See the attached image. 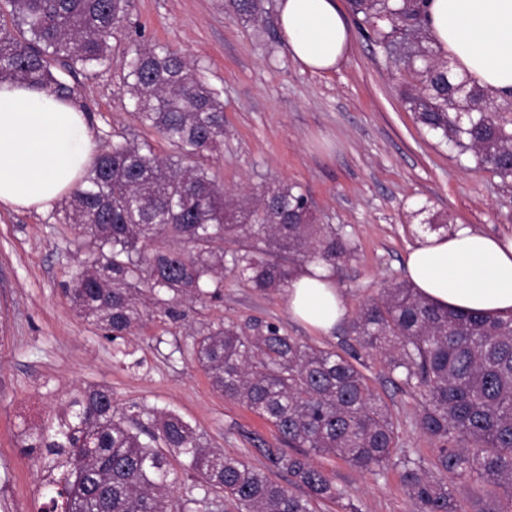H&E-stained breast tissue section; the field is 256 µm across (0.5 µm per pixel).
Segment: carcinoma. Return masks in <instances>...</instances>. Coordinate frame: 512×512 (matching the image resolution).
Returning <instances> with one entry per match:
<instances>
[{"label":"carcinoma","instance_id":"obj_1","mask_svg":"<svg viewBox=\"0 0 512 512\" xmlns=\"http://www.w3.org/2000/svg\"><path fill=\"white\" fill-rule=\"evenodd\" d=\"M390 67L416 123L471 152L512 189V101L501 104L453 72L431 45L429 0H350ZM236 15L262 17V0H229ZM133 0H0V82L74 90L51 69L112 66L111 39ZM134 116L175 150L164 160L148 141L103 146L63 208L84 249L69 288L78 313L115 341L135 334L147 308L177 322L182 306L224 298V272L264 294L281 293L294 272L321 261L339 274L358 245L343 227L320 224L295 184L248 196L226 194L209 160L224 142V101L195 63L144 45L125 61ZM235 245L228 252L224 244ZM191 358L212 386L270 424L290 453L262 449L265 469L211 447L180 415L114 405L112 389L90 385L60 400L39 424L21 421V448L35 456L53 494L41 512H208L224 497L234 512H314L344 491L313 464L333 456L373 475L398 467L413 512H463L458 480L479 512H512V317L448 311L406 282L364 304L340 348L288 335L273 321L201 322ZM381 354L416 393L415 423L436 447L433 467L399 446V426L361 370ZM288 474L289 486L269 473Z\"/></svg>","mask_w":512,"mask_h":512}]
</instances>
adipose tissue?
I'll use <instances>...</instances> for the list:
<instances>
[{
  "instance_id": "obj_1",
  "label": "adipose tissue",
  "mask_w": 512,
  "mask_h": 512,
  "mask_svg": "<svg viewBox=\"0 0 512 512\" xmlns=\"http://www.w3.org/2000/svg\"><path fill=\"white\" fill-rule=\"evenodd\" d=\"M428 32L454 72L488 93L512 94V0H430ZM278 26L291 57L313 72L335 70L351 50L337 0H280ZM96 133L73 99L21 82L0 84V208L46 211L73 192L92 162ZM405 269L418 292L450 310L512 314V237L459 225L410 250ZM288 312L321 335L348 317L331 271L301 269L285 294Z\"/></svg>"
}]
</instances>
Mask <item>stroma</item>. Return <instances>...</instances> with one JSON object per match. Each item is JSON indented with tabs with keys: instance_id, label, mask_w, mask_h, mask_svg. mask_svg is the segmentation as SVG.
<instances>
[{
	"instance_id": "35a3bbf8",
	"label": "stroma",
	"mask_w": 512,
	"mask_h": 512,
	"mask_svg": "<svg viewBox=\"0 0 512 512\" xmlns=\"http://www.w3.org/2000/svg\"><path fill=\"white\" fill-rule=\"evenodd\" d=\"M263 21L237 16L229 0H134L131 20L145 41L197 61L224 100V145L215 163L225 191L247 194L278 181L299 184L322 223L342 224L358 257L337 276L350 312L385 285L406 278L404 258L430 230L424 214L449 227L467 224L512 236V193L498 178L473 170L421 129L405 108L383 49L349 16L353 46L333 72L319 74L292 60L277 26L278 0H263ZM111 68L65 74L86 110L98 143L149 139L164 158L172 148L136 121L125 87L129 49L116 35ZM80 252L61 208L47 212L0 209V512H40L47 475L20 447V420L37 421L72 389L111 388L117 406L132 404L180 414L208 443L264 468L259 443L277 445L273 428L240 403L215 391L206 372L183 349L202 321L241 322L260 316L289 335L322 347L340 346L347 325L329 336L293 320L281 295L262 294L227 277L224 299L196 303L184 321L147 317L126 337L130 354L78 315L65 293ZM372 388L401 428V446L424 460L432 440L413 424L418 399L392 384L379 357L365 359ZM359 512H411L398 470L376 477L334 457H316Z\"/></svg>"
}]
</instances>
